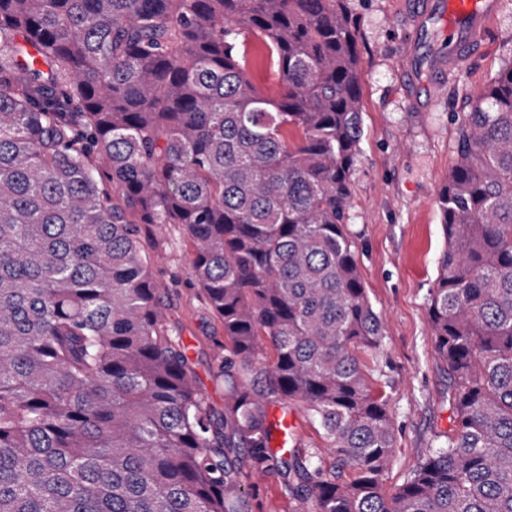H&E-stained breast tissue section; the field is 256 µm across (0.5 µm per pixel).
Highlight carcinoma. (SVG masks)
<instances>
[{
    "label": "carcinoma",
    "instance_id": "1",
    "mask_svg": "<svg viewBox=\"0 0 512 512\" xmlns=\"http://www.w3.org/2000/svg\"><path fill=\"white\" fill-rule=\"evenodd\" d=\"M356 34L346 0H0V512H245L237 449L290 476L292 512H512V64L438 196L453 424L390 494L394 426L357 356L384 326L348 232ZM166 224L224 327L220 415L144 246ZM270 397L306 406L331 465L277 455ZM253 77L257 86L265 92H273L278 88L279 77L275 70L262 62L255 50L253 52Z\"/></svg>",
    "mask_w": 512,
    "mask_h": 512
}]
</instances>
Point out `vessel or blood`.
Segmentation results:
<instances>
[{"label": "vessel or blood", "mask_w": 512, "mask_h": 512, "mask_svg": "<svg viewBox=\"0 0 512 512\" xmlns=\"http://www.w3.org/2000/svg\"><path fill=\"white\" fill-rule=\"evenodd\" d=\"M500 5L501 0H422L413 11L415 29H422L436 13L448 19V51L436 58L435 70H458L469 62Z\"/></svg>", "instance_id": "b4317fda"}]
</instances>
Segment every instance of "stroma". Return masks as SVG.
Wrapping results in <instances>:
<instances>
[{"instance_id":"obj_1","label":"stroma","mask_w":512,"mask_h":512,"mask_svg":"<svg viewBox=\"0 0 512 512\" xmlns=\"http://www.w3.org/2000/svg\"><path fill=\"white\" fill-rule=\"evenodd\" d=\"M411 0H348L357 22L363 137L351 176L349 231L364 284L384 322L380 349L361 354L371 385L389 402L396 447L383 476L392 491L403 485L452 426L448 374L435 352L429 330L428 294L445 246L438 194L455 157L457 118L501 68L512 61V0L486 30L478 54L461 70L447 74L442 97L423 85L435 73L432 58L447 46L445 23L435 17L422 34L408 21ZM427 56L420 81H413L407 58L414 36ZM188 248L178 228L166 225L153 239V274L162 300L197 374L207 405L224 410V384L217 373L215 347L224 329L188 282ZM270 413H287L295 423L292 443L326 452L327 443L303 405L275 401ZM237 482L256 487L248 512H291L288 480L260 473L240 462Z\"/></svg>"}]
</instances>
